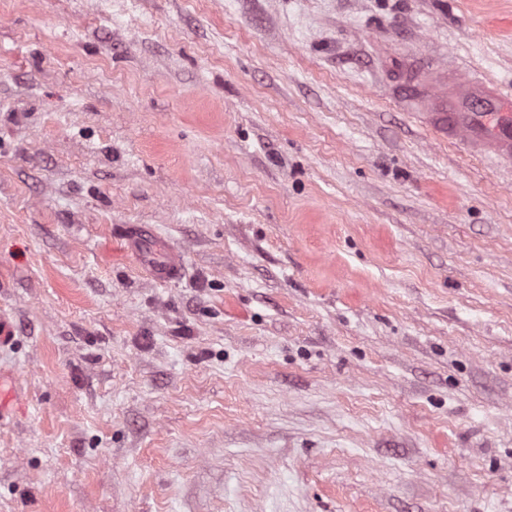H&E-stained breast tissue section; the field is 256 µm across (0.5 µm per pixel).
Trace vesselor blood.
Masks as SVG:
<instances>
[{"label":"vessel or blood","instance_id":"obj_1","mask_svg":"<svg viewBox=\"0 0 512 512\" xmlns=\"http://www.w3.org/2000/svg\"><path fill=\"white\" fill-rule=\"evenodd\" d=\"M421 80L437 95L434 110L428 119L435 130L445 136L464 137L474 151L483 153L500 163L512 165V89L503 90L500 83L488 81L482 74H467L454 93H445L447 79L437 69L424 68ZM126 248L136 256L154 251L150 262L156 282L167 284L178 280L184 270L180 251L163 244L153 227L142 224L124 236Z\"/></svg>","mask_w":512,"mask_h":512}]
</instances>
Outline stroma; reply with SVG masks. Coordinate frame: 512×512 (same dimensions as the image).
<instances>
[{"mask_svg":"<svg viewBox=\"0 0 512 512\" xmlns=\"http://www.w3.org/2000/svg\"><path fill=\"white\" fill-rule=\"evenodd\" d=\"M427 58L512 81V0H0V512H512V167ZM126 248L140 259L144 257L147 249H153L160 258L147 262L153 279L156 282L167 284L177 281L184 270V258L180 251L163 244L157 237L154 228L149 224H141L123 236Z\"/></svg>","mask_w":512,"mask_h":512,"instance_id":"stroma-1","label":"stroma"}]
</instances>
